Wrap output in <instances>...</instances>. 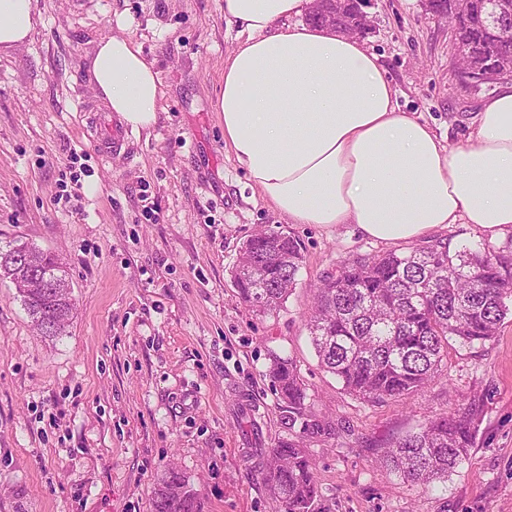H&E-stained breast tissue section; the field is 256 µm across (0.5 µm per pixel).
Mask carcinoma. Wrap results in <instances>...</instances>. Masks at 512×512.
<instances>
[{"label": "carcinoma", "instance_id": "obj_1", "mask_svg": "<svg viewBox=\"0 0 512 512\" xmlns=\"http://www.w3.org/2000/svg\"><path fill=\"white\" fill-rule=\"evenodd\" d=\"M358 23L353 3L336 14V29ZM487 49L512 55V23ZM36 253L43 275L65 278L51 254L28 243L0 251V276L10 279L23 298L37 329L62 333L73 315L71 293L45 325L49 305L24 287L30 270L18 259L21 250ZM302 247L293 236L258 233L242 245L232 269L239 298L260 315L283 306L295 289ZM512 264L484 248L454 252L437 242L408 251L389 252L344 262L338 273L319 282L314 310L307 322L321 365L343 389L365 401L402 400L440 377L447 367L448 345L485 343L512 314ZM265 376L283 414L288 432L268 449L259 475L280 512H316L319 489L302 438L328 431L308 409L307 393L295 362L278 354L269 358ZM484 395L473 394L435 416L418 431L397 439L380 461L424 489L445 479L475 447L484 420ZM152 512H204L188 478L170 468L154 489Z\"/></svg>", "mask_w": 512, "mask_h": 512}]
</instances>
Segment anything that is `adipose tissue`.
Listing matches in <instances>:
<instances>
[{
  "label": "adipose tissue",
  "instance_id": "adipose-tissue-1",
  "mask_svg": "<svg viewBox=\"0 0 512 512\" xmlns=\"http://www.w3.org/2000/svg\"><path fill=\"white\" fill-rule=\"evenodd\" d=\"M311 0H224L246 35L224 62V142L261 200L292 224H354L386 242L457 222L512 227V85L487 99L466 144L400 112L359 38L297 25ZM42 22L36 0H0V49ZM89 81L134 130L151 128L157 71L123 35L99 39Z\"/></svg>",
  "mask_w": 512,
  "mask_h": 512
}]
</instances>
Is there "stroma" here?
Segmentation results:
<instances>
[{
    "label": "stroma",
    "instance_id": "35a3bbf8",
    "mask_svg": "<svg viewBox=\"0 0 512 512\" xmlns=\"http://www.w3.org/2000/svg\"><path fill=\"white\" fill-rule=\"evenodd\" d=\"M44 25L0 50V247L55 255L75 311L58 336L34 329L0 279V512H151L169 465L205 512H279L258 475L285 433L264 372L291 357L307 402L332 430L306 437L321 512H512V316L485 344L448 348L445 375L398 402L346 393L318 362L306 327L313 289L353 257L438 242L512 260V229L451 224L384 242L353 224H291L251 186L224 144L215 99L243 40L224 0H37ZM376 52L401 111L447 146L466 142L483 101L451 62L447 24L421 0H371ZM123 34L153 64L164 95L156 124L119 128L86 80L97 41ZM84 172L72 182L61 158ZM79 196L77 207L64 194ZM299 239V283L257 315L231 279L242 243L263 229ZM484 394L477 445L425 490L379 462L381 448Z\"/></svg>",
    "mask_w": 512,
    "mask_h": 512
}]
</instances>
